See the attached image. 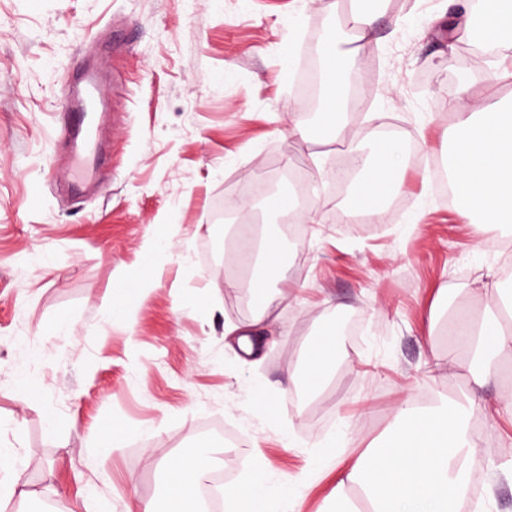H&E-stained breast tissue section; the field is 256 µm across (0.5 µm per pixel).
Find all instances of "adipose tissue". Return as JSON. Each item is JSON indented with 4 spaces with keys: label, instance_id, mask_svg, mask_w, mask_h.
<instances>
[{
    "label": "adipose tissue",
    "instance_id": "adipose-tissue-1",
    "mask_svg": "<svg viewBox=\"0 0 512 512\" xmlns=\"http://www.w3.org/2000/svg\"><path fill=\"white\" fill-rule=\"evenodd\" d=\"M467 19L453 29L455 37L475 35L512 44V0H462ZM324 103L315 126L298 128L302 139L317 136L327 127L341 126L343 61L358 63L357 50L340 49L334 38H324ZM458 121L451 137L450 161L455 194L471 204L483 223L512 227V104L482 106L471 98V82L459 76L451 102ZM404 150L400 144L378 145L360 159L362 179L354 190L358 210L376 216L385 201L401 187ZM283 249L271 234L264 235L252 258L248 288L255 303L249 324L229 325L240 349L253 353L259 326L286 300L274 288L283 270ZM480 296V313L458 317L455 333L472 364V382L482 387L497 379L505 362L512 360V335L506 321L512 320V290L489 292L486 284L474 282L455 288L451 300ZM335 332L326 327L315 336L312 352L301 353L298 366L308 395H316L336 366ZM396 431L382 447L367 448L353 466L341 473L336 501L345 504L349 489H356L368 502L370 512H458L462 490L477 462L475 438L455 410L417 415L407 404L395 409ZM199 465L196 458L178 457L165 471L164 510L139 502L128 512H202L197 494ZM266 486L258 473L247 474L224 492L225 512H265Z\"/></svg>",
    "mask_w": 512,
    "mask_h": 512
}]
</instances>
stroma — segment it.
Here are the masks:
<instances>
[{"label":"stroma","mask_w":512,"mask_h":512,"mask_svg":"<svg viewBox=\"0 0 512 512\" xmlns=\"http://www.w3.org/2000/svg\"><path fill=\"white\" fill-rule=\"evenodd\" d=\"M351 0H0V448L17 452L35 500L62 512H127L161 501L162 464L206 451L214 467L259 468L267 512H329L336 476L390 430L393 409L450 403L479 432L468 512H512V476L495 465L512 450V417L487 406L512 402V382L470 393L466 352L448 337V291L496 273L512 289V232L480 226L479 213L439 191L448 168L446 109L461 66L485 103L512 99V47L480 51L455 40L457 0H384L358 43L362 109L341 132L306 141L298 74L327 30L353 34ZM126 33L112 55L117 80L101 116L107 146L102 191L73 197L57 138L64 66L99 32ZM396 125H387L389 114ZM401 143V193L380 216L351 221V192L334 179L338 149ZM320 208L304 238L267 203L291 184V161ZM244 196L262 224L285 239L286 279L296 291L261 328L258 355L240 359L228 323L253 316L245 289L225 287L207 253L247 228L216 226L213 212ZM173 235L170 247L157 241ZM140 296L125 317L124 282ZM336 370L318 396L290 390L296 360L328 323ZM453 363L431 379L435 360ZM276 396L273 412L260 394ZM121 447L101 451L113 425ZM336 457L317 471L319 445ZM51 469L43 480V469ZM298 486L284 501L279 486Z\"/></svg>","instance_id":"stroma-1"}]
</instances>
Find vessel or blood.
<instances>
[{"mask_svg": "<svg viewBox=\"0 0 512 512\" xmlns=\"http://www.w3.org/2000/svg\"><path fill=\"white\" fill-rule=\"evenodd\" d=\"M111 57V48H104L93 64L67 70L61 81L64 100L58 115V132L69 149L71 179L78 186L94 178L101 161L100 143L87 123V115L107 109L109 87L104 76Z\"/></svg>", "mask_w": 512, "mask_h": 512, "instance_id": "obj_1", "label": "vessel or blood"}]
</instances>
